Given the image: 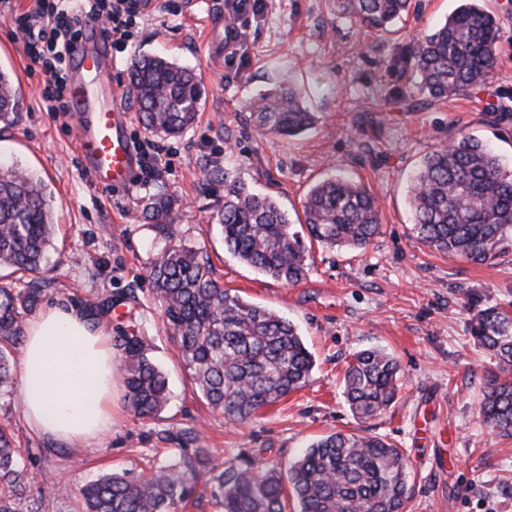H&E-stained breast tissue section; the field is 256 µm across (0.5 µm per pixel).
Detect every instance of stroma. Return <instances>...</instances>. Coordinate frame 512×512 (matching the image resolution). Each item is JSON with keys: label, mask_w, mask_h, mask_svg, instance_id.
Instances as JSON below:
<instances>
[{"label": "stroma", "mask_w": 512, "mask_h": 512, "mask_svg": "<svg viewBox=\"0 0 512 512\" xmlns=\"http://www.w3.org/2000/svg\"><path fill=\"white\" fill-rule=\"evenodd\" d=\"M415 2L393 34L379 39L339 15L335 0H265L237 42L224 0H176L174 13L166 0H156L134 25L127 49L112 52V80L126 82L138 52L173 56L201 83L198 120L165 142L160 175L134 181L124 192H105L93 187L80 163L76 116L42 108L45 76L30 69L10 17L30 0H0V66L23 90L18 122L0 129V161L41 177L59 224L41 275L42 303L77 307L108 289L117 314L107 331L135 321L171 391L155 418L141 420L116 389L111 432L84 448L31 430L20 396L0 399V423L19 436L26 468L56 485L40 512H81L78 491L85 484L177 458L158 432L189 428L200 429L205 445L221 457L243 452L283 472L311 440L363 430L406 454V512H512V438H491L477 415L487 379L501 368L471 336L477 310L512 314V251L486 264L434 252L417 237L409 200L423 158L463 134L488 143L512 172V0H483L498 21L497 62L487 82L423 106L416 78L400 57L458 2ZM283 80L304 89L316 116L313 127L295 137L262 133L248 110L258 93ZM334 175L365 183L377 197L381 226L367 249L314 247L309 275L295 286L225 250L213 216L227 183L240 180L275 195L294 219L307 191ZM160 189L174 201L167 237L142 210L144 199ZM172 243L201 251L225 288L290 320L314 356L309 384L247 425L227 423L197 396L165 331L147 274ZM373 348L397 358L401 389L390 409L361 423L345 403L341 382L353 355Z\"/></svg>", "instance_id": "stroma-1"}]
</instances>
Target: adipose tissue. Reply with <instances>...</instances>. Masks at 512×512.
Here are the masks:
<instances>
[{
	"label": "adipose tissue",
	"mask_w": 512,
	"mask_h": 512,
	"mask_svg": "<svg viewBox=\"0 0 512 512\" xmlns=\"http://www.w3.org/2000/svg\"><path fill=\"white\" fill-rule=\"evenodd\" d=\"M115 354L77 307L54 305L27 323L19 369L23 415L39 435L81 448L112 428Z\"/></svg>",
	"instance_id": "1"
}]
</instances>
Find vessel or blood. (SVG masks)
Here are the masks:
<instances>
[{"mask_svg":"<svg viewBox=\"0 0 512 512\" xmlns=\"http://www.w3.org/2000/svg\"><path fill=\"white\" fill-rule=\"evenodd\" d=\"M82 29L67 52L74 63L70 93L72 109L80 117L76 129L79 158L97 189L122 188L129 184L136 161L125 136L127 115L102 86L109 72L107 35L89 17L83 19Z\"/></svg>","mask_w":512,"mask_h":512,"instance_id":"b4317fda","label":"vessel or blood"}]
</instances>
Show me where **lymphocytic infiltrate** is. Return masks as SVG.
I'll return each instance as SVG.
<instances>
[{
    "label": "lymphocytic infiltrate",
    "instance_id": "1",
    "mask_svg": "<svg viewBox=\"0 0 512 512\" xmlns=\"http://www.w3.org/2000/svg\"><path fill=\"white\" fill-rule=\"evenodd\" d=\"M142 14L141 0H82L78 9L72 0H33L27 10L12 13L14 30L22 37L31 61L42 64L48 74L40 93L44 110L65 113L70 109L68 76L60 63L80 34L81 17L101 22L113 45L123 48Z\"/></svg>",
    "mask_w": 512,
    "mask_h": 512
}]
</instances>
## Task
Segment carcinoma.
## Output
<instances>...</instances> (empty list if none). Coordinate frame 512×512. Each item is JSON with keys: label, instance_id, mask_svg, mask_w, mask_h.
Returning a JSON list of instances; mask_svg holds the SVG:
<instances>
[{"label": "carcinoma", "instance_id": "carcinoma-1", "mask_svg": "<svg viewBox=\"0 0 512 512\" xmlns=\"http://www.w3.org/2000/svg\"><path fill=\"white\" fill-rule=\"evenodd\" d=\"M412 0H336L341 13L379 38ZM459 6L408 51L418 91L434 102L483 85L494 69L498 24L481 0ZM139 119L150 135L182 134L195 122L202 98L194 69L156 54L139 53L128 70ZM23 93L0 68V125L15 123ZM255 124L270 134L296 136L315 116L303 92L280 84L250 103ZM415 230L431 249L478 264L506 252L512 242V174L486 143L461 135L428 154L410 189ZM173 200L163 192L144 209L157 231L168 234ZM310 243L337 250H364L379 233L376 197L364 184L344 178L316 183L302 204ZM224 248L275 281L298 285L307 279L308 249L275 197L242 182L226 186L224 206L213 216ZM58 225L46 186L17 164L0 165V270L15 279L0 283V398L13 396L17 366L13 353L23 343V317L42 301L35 275L54 246ZM30 276L23 282V276ZM148 278L165 328L205 402L232 424H247L288 394L306 387L314 357L296 327L276 311L243 300L224 288L211 264L185 244H172L151 263ZM112 310V295L98 296L82 311L95 324ZM473 339L512 366V317L496 309L472 318ZM123 358L119 371L128 405L139 419L154 418L168 401V380L150 357V343L135 323L113 337ZM400 366L390 353L354 354L342 378L352 415L365 422L387 411L400 390ZM478 414L489 435L512 437V377L488 379ZM160 438L196 444L179 459L149 474L112 472L83 486L84 512H180L198 481H212L218 512H283L285 487L299 512H402L408 493L404 452L375 435L336 432L310 442L288 468L283 483L274 468L262 469L243 453L226 461L202 446L199 431H165ZM30 479L21 465L10 427L0 426V512H21Z\"/></svg>", "mask_w": 512, "mask_h": 512}]
</instances>
